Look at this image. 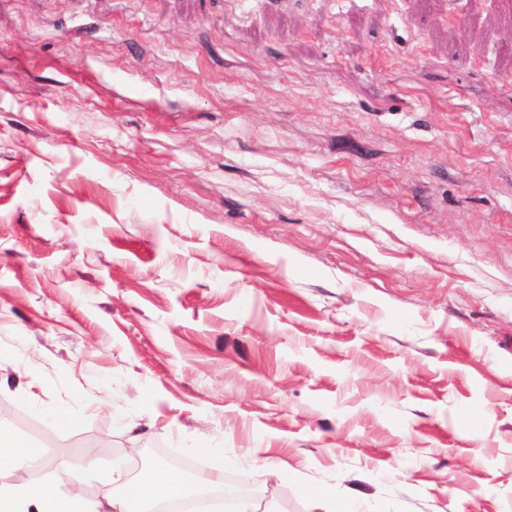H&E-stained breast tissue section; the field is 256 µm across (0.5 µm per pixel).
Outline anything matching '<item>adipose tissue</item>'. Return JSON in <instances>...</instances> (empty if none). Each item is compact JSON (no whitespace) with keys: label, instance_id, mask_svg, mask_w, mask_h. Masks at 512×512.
<instances>
[{"label":"adipose tissue","instance_id":"ef3b65f1","mask_svg":"<svg viewBox=\"0 0 512 512\" xmlns=\"http://www.w3.org/2000/svg\"><path fill=\"white\" fill-rule=\"evenodd\" d=\"M171 470L162 469L149 479L129 484L124 493L110 501L113 512H142L144 504L182 496ZM0 512H94L80 495L50 491L37 485L0 483Z\"/></svg>","mask_w":512,"mask_h":512}]
</instances>
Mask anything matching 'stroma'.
Listing matches in <instances>:
<instances>
[{
  "instance_id": "1",
  "label": "stroma",
  "mask_w": 512,
  "mask_h": 512,
  "mask_svg": "<svg viewBox=\"0 0 512 512\" xmlns=\"http://www.w3.org/2000/svg\"><path fill=\"white\" fill-rule=\"evenodd\" d=\"M1 420L512 512V0H0Z\"/></svg>"
}]
</instances>
